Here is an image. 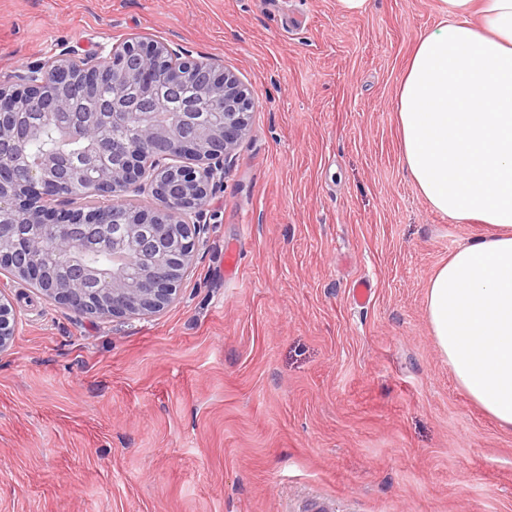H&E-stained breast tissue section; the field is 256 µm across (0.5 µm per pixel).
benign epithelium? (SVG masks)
<instances>
[{"instance_id": "obj_1", "label": "benign epithelium", "mask_w": 512, "mask_h": 512, "mask_svg": "<svg viewBox=\"0 0 512 512\" xmlns=\"http://www.w3.org/2000/svg\"><path fill=\"white\" fill-rule=\"evenodd\" d=\"M19 87L0 83V269L38 289L45 298L94 319L157 313L179 299L181 284L200 243L201 199L224 181V169L249 126L251 98L237 77L212 64L188 58L168 43L133 40L92 56L75 68L59 57L51 66H28L16 75ZM192 80L214 100L224 102V124L198 117V106L181 113L178 125H161L155 115L165 110L158 96L162 85L178 87ZM112 87V100L102 101L101 87ZM137 93L140 123L133 144L119 145L108 131L127 121L124 98ZM56 114L61 132L81 140L91 131L81 159L48 152L36 165L27 145L39 129L23 122L22 108ZM120 152L123 165L97 167L93 182L83 181L86 163ZM135 193L157 201L154 207L117 211L119 198ZM89 195L98 205L77 208L67 201ZM146 234L139 257L144 274L130 287L124 264L98 271L77 256L95 245L112 257H129V241ZM70 257L71 271L59 280L42 256ZM10 297L0 290V352L15 336Z\"/></svg>"}]
</instances>
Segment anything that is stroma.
I'll use <instances>...</instances> for the list:
<instances>
[{"label": "stroma", "instance_id": "1", "mask_svg": "<svg viewBox=\"0 0 512 512\" xmlns=\"http://www.w3.org/2000/svg\"><path fill=\"white\" fill-rule=\"evenodd\" d=\"M440 19L438 0H0L2 83L137 38L253 103L174 304L97 320L0 275V512H512V430L426 314L479 224L433 210L401 158L398 87ZM2 290L0 289V352L11 345L17 324L12 301Z\"/></svg>", "mask_w": 512, "mask_h": 512}]
</instances>
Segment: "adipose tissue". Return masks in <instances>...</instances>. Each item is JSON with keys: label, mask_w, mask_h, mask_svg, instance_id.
<instances>
[{"label": "adipose tissue", "mask_w": 512, "mask_h": 512, "mask_svg": "<svg viewBox=\"0 0 512 512\" xmlns=\"http://www.w3.org/2000/svg\"><path fill=\"white\" fill-rule=\"evenodd\" d=\"M438 10L400 84L402 159L435 211L482 230L431 277L427 317L458 385L512 428V0Z\"/></svg>", "instance_id": "1"}]
</instances>
